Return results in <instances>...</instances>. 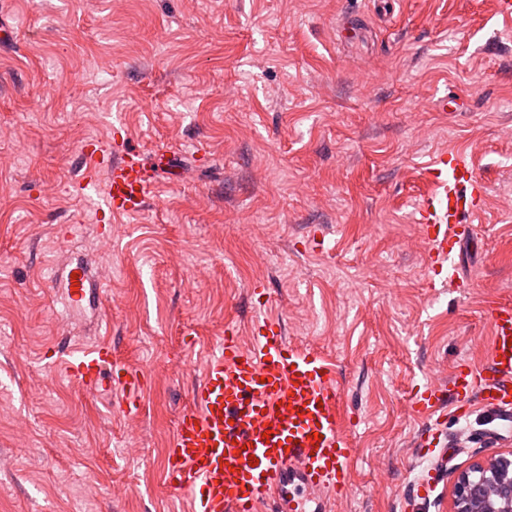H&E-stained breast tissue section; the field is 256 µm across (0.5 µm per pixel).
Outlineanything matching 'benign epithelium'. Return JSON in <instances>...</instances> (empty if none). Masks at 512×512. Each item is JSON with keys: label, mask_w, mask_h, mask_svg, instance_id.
<instances>
[{"label": "benign epithelium", "mask_w": 512, "mask_h": 512, "mask_svg": "<svg viewBox=\"0 0 512 512\" xmlns=\"http://www.w3.org/2000/svg\"><path fill=\"white\" fill-rule=\"evenodd\" d=\"M450 512H512V451L460 471Z\"/></svg>", "instance_id": "obj_1"}]
</instances>
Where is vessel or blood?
Returning <instances> with one entry per match:
<instances>
[{
    "label": "vessel or blood",
    "mask_w": 512,
    "mask_h": 512,
    "mask_svg": "<svg viewBox=\"0 0 512 512\" xmlns=\"http://www.w3.org/2000/svg\"><path fill=\"white\" fill-rule=\"evenodd\" d=\"M89 188L99 170L107 172L101 212L117 216L145 209L155 187L156 167L125 145L84 143L81 149ZM428 176L437 185L416 205L436 272L456 281L452 261L473 229L485 186L466 155L440 156ZM68 281V297L83 304L91 294L84 268ZM493 329L481 366L458 365L449 384L433 383L411 398L413 413L427 421L423 443L443 447L448 416L469 414L473 401L512 412V304L496 303ZM66 372L87 393L114 391L128 410L139 408L147 385L145 371L112 357L99 340L83 350L62 353ZM336 371L312 350L289 342L279 319L258 322L249 345L226 334L207 363L191 402L178 414L167 450L169 490L190 498L194 512H332L350 492V443L339 430Z\"/></svg>",
    "instance_id": "obj_1"
}]
</instances>
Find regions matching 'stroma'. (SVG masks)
Returning a JSON list of instances; mask_svg holds the SVG:
<instances>
[{
    "mask_svg": "<svg viewBox=\"0 0 512 512\" xmlns=\"http://www.w3.org/2000/svg\"><path fill=\"white\" fill-rule=\"evenodd\" d=\"M0 23V512H191L164 478L176 418L225 329L249 340L259 311L336 367L351 444L336 512H448L458 471L512 450V417L477 404L436 459L410 408L483 363L487 302H512L496 0H0ZM118 127L178 174L110 220L105 176L76 183L83 142ZM452 148L486 195L448 286L413 211ZM77 266L98 293L79 309ZM100 338L145 370L138 414L58 363ZM72 273H76L77 279L72 278ZM91 294L89 288L88 275L84 268L75 267L70 270L68 275V297L73 304L82 305Z\"/></svg>",
    "mask_w": 512,
    "mask_h": 512,
    "instance_id": "35a3bbf8",
    "label": "stroma"
}]
</instances>
